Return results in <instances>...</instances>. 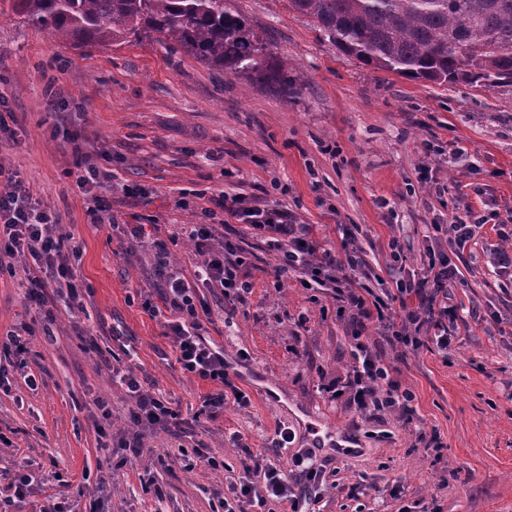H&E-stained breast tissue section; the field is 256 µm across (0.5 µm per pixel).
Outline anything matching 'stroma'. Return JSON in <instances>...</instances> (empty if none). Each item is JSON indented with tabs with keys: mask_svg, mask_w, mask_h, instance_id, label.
<instances>
[{
	"mask_svg": "<svg viewBox=\"0 0 512 512\" xmlns=\"http://www.w3.org/2000/svg\"><path fill=\"white\" fill-rule=\"evenodd\" d=\"M0 0V166L19 172L32 205L49 212L80 246L71 263L76 311L26 298L31 258L0 266V330L31 326L26 372L11 370L0 392V497L25 469L40 493L17 503L42 512L51 500L84 512H224L216 487L239 488L248 454L282 469L311 447L306 414L324 432L344 434L354 450H315L326 466L314 512H512V288L497 272L512 251V87L436 85L377 71L337 51L287 0H224L270 49L288 59L289 94L208 67L172 51L157 34L140 41L75 50L55 41ZM59 111L46 112L48 99ZM82 137L81 152L66 138ZM107 176L93 192L78 185L87 161ZM244 194L255 206L282 205L324 246H339L357 226L376 294L393 289L390 271L424 274L428 225L467 210L486 223L465 248L445 243L461 271L448 288L460 318L447 347L421 330L420 345L384 344L377 320L363 333L378 349L409 410L372 413L331 399L328 388L352 373V327L332 292L276 276L275 256L225 213L205 215L209 198ZM119 226L98 223L97 202ZM212 224L215 243L233 238L245 251L252 284L225 312L218 290L201 287L211 310L207 340L223 348L229 376L249 398L217 420L197 418L212 383L186 374L164 324L175 312L145 311L162 285L149 247L165 241L171 265L193 278L200 254L179 230ZM138 224L141 239L121 225ZM400 252H393L391 239ZM48 334H41V326ZM132 369L145 392L177 412L178 422L143 432V454L124 448L135 427L132 398L118 373ZM39 378L37 389L25 373ZM290 429L275 448L276 430ZM439 436L426 448L420 436ZM223 459V471L188 468L194 450ZM153 486L140 478L155 469ZM85 483L76 498L74 486Z\"/></svg>",
	"mask_w": 512,
	"mask_h": 512,
	"instance_id": "35a3bbf8",
	"label": "stroma"
}]
</instances>
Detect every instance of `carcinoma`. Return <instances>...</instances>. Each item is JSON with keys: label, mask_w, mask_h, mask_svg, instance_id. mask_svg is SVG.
<instances>
[{"label": "carcinoma", "mask_w": 512, "mask_h": 512, "mask_svg": "<svg viewBox=\"0 0 512 512\" xmlns=\"http://www.w3.org/2000/svg\"><path fill=\"white\" fill-rule=\"evenodd\" d=\"M74 49L120 45L150 30L211 68L288 88L271 51L224 0H13ZM342 54L375 70L442 85L512 87V0H288Z\"/></svg>", "instance_id": "carcinoma-1"}]
</instances>
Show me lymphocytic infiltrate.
<instances>
[{
  "instance_id": "lymphocytic-infiltrate-1",
  "label": "lymphocytic infiltrate",
  "mask_w": 512,
  "mask_h": 512,
  "mask_svg": "<svg viewBox=\"0 0 512 512\" xmlns=\"http://www.w3.org/2000/svg\"><path fill=\"white\" fill-rule=\"evenodd\" d=\"M0 177L6 180L0 187V258L31 256L34 265L30 273L35 286L29 289L28 296L32 301L42 305L51 295L73 297L76 273L62 250L64 236L57 220L22 197L15 176L1 167ZM213 203L238 223L248 226L256 237L264 239L277 257L276 274L298 273L304 277V287L332 289L340 313L348 315L355 327L353 377L346 383L353 403L374 412L408 408L411 393L393 381L381 355L363 341L359 325L362 318L376 316L383 336L393 346L410 342L408 329L412 326L432 327L439 332V343H447L448 326L458 319L456 307L448 303V286L459 275L458 266L450 264L447 252L432 253L426 276L409 279L397 276L395 293L381 298L365 284L370 273L365 269L352 231H344L340 249H324L312 239L311 225L295 223L279 207L253 206L239 194L218 196ZM183 232L203 255L195 281L186 280L171 267L166 243L159 240L153 243L157 266L166 280L163 300L178 314L176 320L167 322L166 328L175 339L176 361L181 368L218 385V392L207 394L201 404L203 413L215 419L228 398H235L242 407L248 405L249 399L230 381L223 349L211 344L203 334L196 303L197 287L204 284L217 288L224 298L241 301L250 293L252 285L241 273L245 260L238 244L228 240L220 248L211 247L212 227L208 224H190ZM412 295L420 301L418 309L407 311L403 319H396V305L405 304ZM122 381L135 397L134 424L152 429L167 427L173 414L164 402L145 392L134 373L123 374ZM245 473L247 480L235 504L225 505L224 512H249L254 505L265 508L266 512H280L284 504L290 512H303L311 485L322 479V466L309 451L296 456L292 469L286 472L263 456L255 455Z\"/></svg>"
}]
</instances>
